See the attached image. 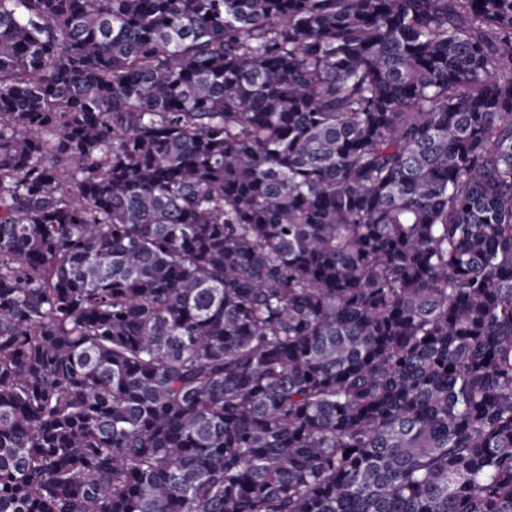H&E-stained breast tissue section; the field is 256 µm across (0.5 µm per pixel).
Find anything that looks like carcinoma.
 <instances>
[{
    "instance_id": "obj_1",
    "label": "carcinoma",
    "mask_w": 512,
    "mask_h": 512,
    "mask_svg": "<svg viewBox=\"0 0 512 512\" xmlns=\"http://www.w3.org/2000/svg\"><path fill=\"white\" fill-rule=\"evenodd\" d=\"M0 512H512V0H0Z\"/></svg>"
}]
</instances>
